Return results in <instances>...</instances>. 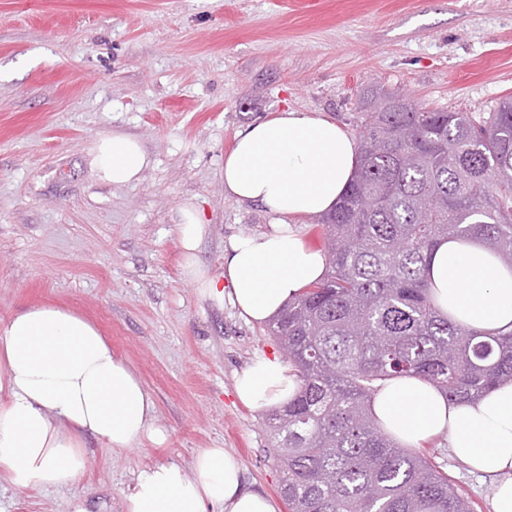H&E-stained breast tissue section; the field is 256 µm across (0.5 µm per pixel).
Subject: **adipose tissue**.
<instances>
[{"instance_id":"ef3b65f1","label":"adipose tissue","mask_w":512,"mask_h":512,"mask_svg":"<svg viewBox=\"0 0 512 512\" xmlns=\"http://www.w3.org/2000/svg\"><path fill=\"white\" fill-rule=\"evenodd\" d=\"M358 145L335 121L283 111L241 128L224 157V193L262 206L269 231L235 238L224 273L199 259L208 232L197 204L177 208L182 274L201 297L230 303L245 321L264 324L309 285L327 260L306 246L304 217L333 209L357 166ZM149 164L141 142L115 132L92 148L98 178L137 182ZM424 277L438 309L456 324L487 333L512 331V267L483 244L444 239ZM293 367L278 357L254 359L235 378V395L253 409L288 403ZM381 428L416 448L447 435L452 456L490 489L489 512H512V382L450 401L433 384L409 377L386 381L371 402ZM157 405L98 327L53 305L27 308L0 327V476L19 491L61 489L84 467L87 439L107 448L159 447L167 432ZM124 512H277L266 494L243 483L236 457L202 448L190 468L156 463L141 469L124 496Z\"/></svg>"}]
</instances>
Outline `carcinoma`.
Listing matches in <instances>:
<instances>
[{"mask_svg":"<svg viewBox=\"0 0 512 512\" xmlns=\"http://www.w3.org/2000/svg\"><path fill=\"white\" fill-rule=\"evenodd\" d=\"M402 100L380 89L362 113L356 177L323 219L327 274L268 327L299 380L265 421L288 512H474L439 463L383 431L371 397L399 377L455 401L512 381V332L451 322L424 279L441 239L512 266V99L480 118Z\"/></svg>","mask_w":512,"mask_h":512,"instance_id":"1","label":"carcinoma"}]
</instances>
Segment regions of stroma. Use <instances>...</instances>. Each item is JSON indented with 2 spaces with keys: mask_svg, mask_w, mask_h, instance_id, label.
<instances>
[{
  "mask_svg": "<svg viewBox=\"0 0 512 512\" xmlns=\"http://www.w3.org/2000/svg\"><path fill=\"white\" fill-rule=\"evenodd\" d=\"M380 88L430 109L495 111L512 97V0H0V325L42 304L90 320L169 433L162 448L89 444L62 489L0 480V512H123L141 469L189 467L201 448L231 452L288 512L264 413L234 393L237 371L278 349L266 326L182 277L173 215L195 200L209 226L199 257L220 274L230 240L272 222L224 194L239 128L293 109L355 136ZM115 130L151 159L124 187L91 164L94 141ZM425 449L487 512V486L447 437Z\"/></svg>",
  "mask_w": 512,
  "mask_h": 512,
  "instance_id": "35a3bbf8",
  "label": "stroma"
}]
</instances>
